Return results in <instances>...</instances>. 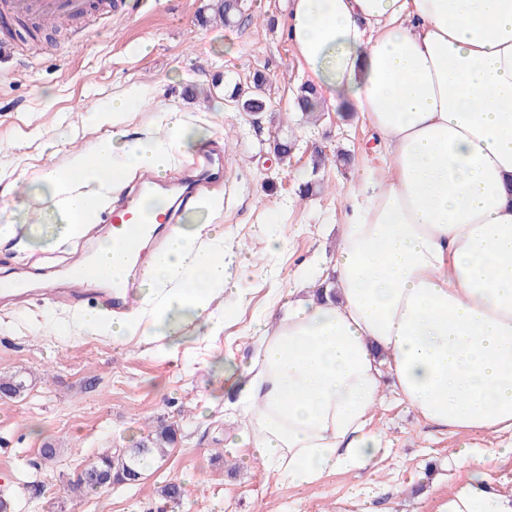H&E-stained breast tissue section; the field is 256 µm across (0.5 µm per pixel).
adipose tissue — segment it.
I'll list each match as a JSON object with an SVG mask.
<instances>
[{
	"mask_svg": "<svg viewBox=\"0 0 512 512\" xmlns=\"http://www.w3.org/2000/svg\"><path fill=\"white\" fill-rule=\"evenodd\" d=\"M287 35L331 106L384 138L385 173L361 172L331 259L334 295L298 276L255 318L256 350L234 370L245 426L238 447L306 489L389 452L371 421L391 378L424 423L486 438L456 448L468 479L438 512H512L493 461L512 456V0H292ZM140 94L103 115L111 141L41 179L68 216V237L126 175L162 176L205 132L165 115V138L130 137ZM247 256L209 224L172 229L122 318L77 314L113 340L224 329L245 296Z\"/></svg>",
	"mask_w": 512,
	"mask_h": 512,
	"instance_id": "adipose-tissue-1",
	"label": "adipose tissue"
}]
</instances>
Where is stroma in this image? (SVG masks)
<instances>
[{
  "instance_id": "obj_1",
  "label": "stroma",
  "mask_w": 512,
  "mask_h": 512,
  "mask_svg": "<svg viewBox=\"0 0 512 512\" xmlns=\"http://www.w3.org/2000/svg\"><path fill=\"white\" fill-rule=\"evenodd\" d=\"M112 16L97 12L77 24L17 42L0 61V224L20 217L12 238L0 240V279L55 276L48 289L26 302H0V379L25 387L0 394V498L7 512H360L354 486L376 484L375 512H436L467 477L451 457L463 444L481 450L485 441L463 432L427 426L394 392L373 418L391 451L376 468L336 471L317 486L289 485L261 463L245 460L230 440L243 425L234 410L225 367L252 355L248 329L269 307L273 291L288 287L314 258L329 260L338 245L344 193L361 170L388 163L382 141L355 115L324 106L307 123L295 98L312 77L285 30L289 0H243L230 23L214 16L216 0H109ZM263 73L272 105L255 115L231 101L234 86L248 88ZM133 87L147 89L129 130L142 137L164 134L160 115L182 112L209 134L208 151L224 154V183L213 190L223 208L189 211L184 227L216 224L234 245L251 251L255 267L241 277L247 302L235 309L223 332L145 343L81 329L60 289V275L75 250L96 247L110 225L95 223L73 242L61 239L63 217L40 179L50 165L100 139L112 126L94 113ZM291 138L289 155L277 144ZM344 153L345 162L313 169L317 153ZM316 178L319 191L301 198ZM277 225L284 252H265L261 225ZM178 426L167 455L134 484L119 483L99 494H74L68 486L104 449L137 446L158 424ZM57 455L45 463L41 450ZM180 484L179 503L161 488Z\"/></svg>"
}]
</instances>
